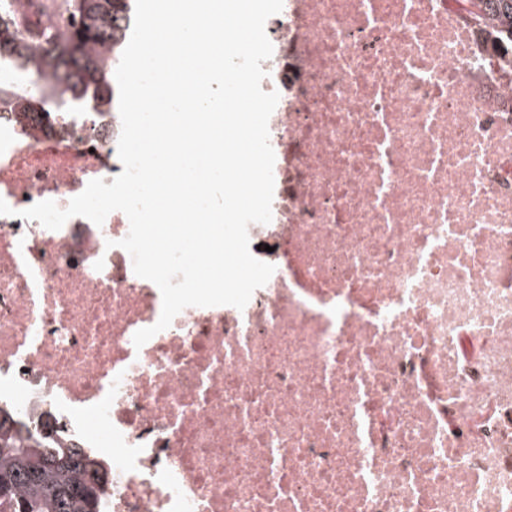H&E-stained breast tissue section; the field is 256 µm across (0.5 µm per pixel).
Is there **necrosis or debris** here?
<instances>
[{
	"mask_svg": "<svg viewBox=\"0 0 512 512\" xmlns=\"http://www.w3.org/2000/svg\"><path fill=\"white\" fill-rule=\"evenodd\" d=\"M473 8L283 0L275 271L139 348L126 215L19 216L112 183L119 114L0 103V406L107 462L109 512H512V85Z\"/></svg>",
	"mask_w": 512,
	"mask_h": 512,
	"instance_id": "obj_1",
	"label": "necrosis or debris"
}]
</instances>
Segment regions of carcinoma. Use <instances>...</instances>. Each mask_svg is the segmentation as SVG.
<instances>
[{
	"label": "carcinoma",
	"instance_id": "carcinoma-1",
	"mask_svg": "<svg viewBox=\"0 0 512 512\" xmlns=\"http://www.w3.org/2000/svg\"><path fill=\"white\" fill-rule=\"evenodd\" d=\"M134 0H75L76 25L36 39L17 12L0 14V60L35 68L39 93L70 94L98 106L117 86L115 70L133 21ZM494 46L512 50V0H489L477 15ZM26 425L0 407V512H106L107 470L51 436L24 435Z\"/></svg>",
	"mask_w": 512,
	"mask_h": 512
}]
</instances>
